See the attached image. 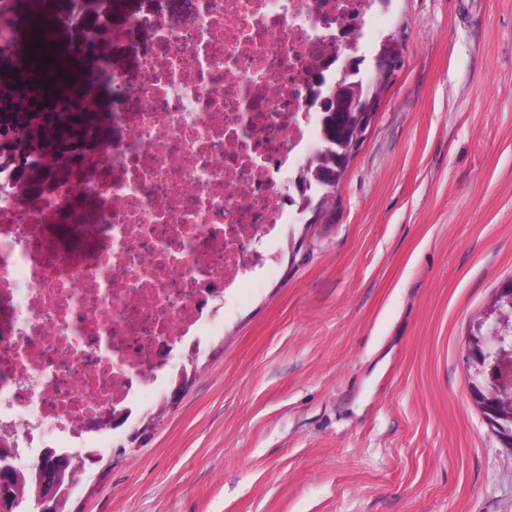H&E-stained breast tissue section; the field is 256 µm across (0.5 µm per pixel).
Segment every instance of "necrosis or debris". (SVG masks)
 Segmentation results:
<instances>
[{
	"label": "necrosis or debris",
	"mask_w": 512,
	"mask_h": 512,
	"mask_svg": "<svg viewBox=\"0 0 512 512\" xmlns=\"http://www.w3.org/2000/svg\"><path fill=\"white\" fill-rule=\"evenodd\" d=\"M121 3L0 0L1 54L35 44L89 65L47 110L27 66L19 107L43 136L0 129V433L32 457L110 447L84 419L156 405L182 373L158 345L186 357L249 273L273 272L303 201L283 182L320 144L313 77H339L345 25L370 49L387 23L381 0H184L117 26ZM138 32L153 47L130 84L104 46ZM51 111L90 116L88 133L57 146Z\"/></svg>",
	"instance_id": "4bbe7bcc"
}]
</instances>
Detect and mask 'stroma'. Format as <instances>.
Masks as SVG:
<instances>
[{
	"label": "stroma",
	"mask_w": 512,
	"mask_h": 512,
	"mask_svg": "<svg viewBox=\"0 0 512 512\" xmlns=\"http://www.w3.org/2000/svg\"><path fill=\"white\" fill-rule=\"evenodd\" d=\"M400 58L334 207L71 512H512L472 401L474 314L512 279V0H390Z\"/></svg>",
	"instance_id": "1"
}]
</instances>
